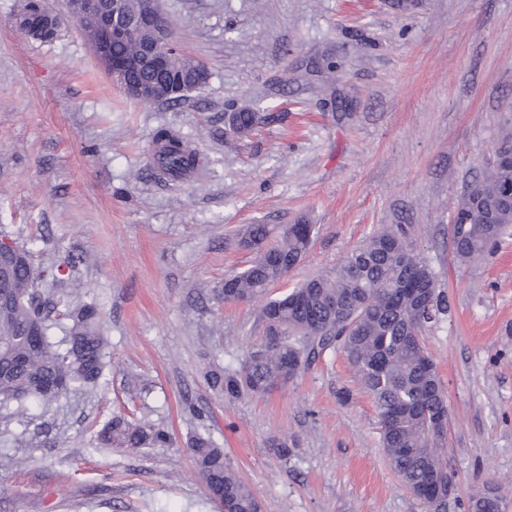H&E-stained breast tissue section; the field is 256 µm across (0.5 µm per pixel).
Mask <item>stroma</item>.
<instances>
[{"instance_id":"35a3bbf8","label":"stroma","mask_w":512,"mask_h":512,"mask_svg":"<svg viewBox=\"0 0 512 512\" xmlns=\"http://www.w3.org/2000/svg\"><path fill=\"white\" fill-rule=\"evenodd\" d=\"M56 20L40 40L18 18ZM208 82L177 106L127 97L65 0H0V235L32 243L43 294L94 305L106 376L52 408L0 411V512H221L188 452L210 434L262 512H430L380 445L345 356L328 348L260 397L213 391L262 337L255 303H229L249 264L245 224H314L276 297L333 268L385 224L414 227L448 313L424 337L448 400L456 494L495 484L512 512V235L462 266L450 221L512 125V0H159ZM266 120L250 135L227 115ZM168 131L206 158L180 180L153 164ZM84 260L68 267L70 256ZM66 265L63 280L50 272ZM116 416L166 429L143 449L97 445ZM287 441L288 457L273 445Z\"/></svg>"}]
</instances>
